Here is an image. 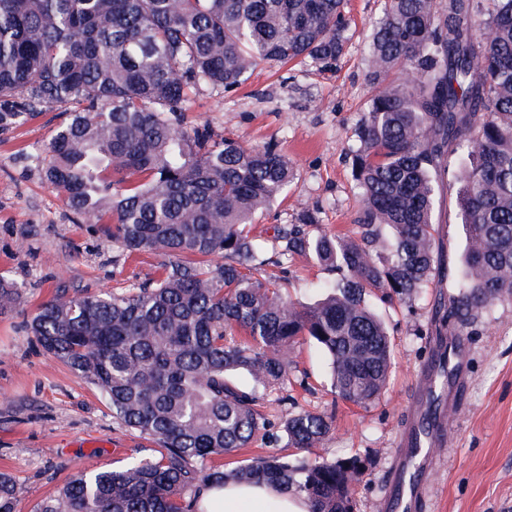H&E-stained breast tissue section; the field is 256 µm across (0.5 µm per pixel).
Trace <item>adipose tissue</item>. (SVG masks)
<instances>
[{
    "label": "adipose tissue",
    "mask_w": 512,
    "mask_h": 512,
    "mask_svg": "<svg viewBox=\"0 0 512 512\" xmlns=\"http://www.w3.org/2000/svg\"><path fill=\"white\" fill-rule=\"evenodd\" d=\"M199 512H308L304 500L266 485H228L204 489Z\"/></svg>",
    "instance_id": "obj_1"
}]
</instances>
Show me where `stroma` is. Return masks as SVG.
<instances>
[{
  "mask_svg": "<svg viewBox=\"0 0 512 512\" xmlns=\"http://www.w3.org/2000/svg\"><path fill=\"white\" fill-rule=\"evenodd\" d=\"M388 7V0H344L350 40L336 70L265 62L239 87L222 95L201 90L188 106V124H210L215 133L249 146L275 144L293 164L296 176L286 198L258 220L268 252L280 249L275 227L298 223L306 209L316 211L319 230L349 235L357 229L359 188L350 153L373 94L368 46ZM57 123L51 109L0 132V280L20 291L16 303L0 307V472L15 480L19 512H35L77 468H122L148 455L151 446L117 424L98 393L25 329L58 288L110 292L157 274L149 253L113 263L116 249L103 226L79 222L35 165L24 161V154L45 150ZM435 222L442 255L455 265L463 240L449 186L440 189ZM261 273L276 277L283 295L300 306L313 305L320 286L335 277L310 252ZM440 294L431 285L383 307L393 358L376 402L359 406L336 398L325 354L302 340L290 383L264 405L273 420L287 408L333 415L332 433L309 454L363 462L354 512H381L398 436L419 401L417 375L438 334L451 329L437 314ZM467 332L463 360L470 383L431 478L432 512H512V301L491 303Z\"/></svg>",
  "mask_w": 512,
  "mask_h": 512,
  "instance_id": "stroma-1",
  "label": "stroma"
}]
</instances>
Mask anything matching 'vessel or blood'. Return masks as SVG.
<instances>
[{
	"instance_id": "b4317fda",
	"label": "vessel or blood",
	"mask_w": 512,
	"mask_h": 512,
	"mask_svg": "<svg viewBox=\"0 0 512 512\" xmlns=\"http://www.w3.org/2000/svg\"><path fill=\"white\" fill-rule=\"evenodd\" d=\"M455 352L431 358L419 376L428 400L417 408L411 424L402 434L389 485L383 496L385 512H425L428 505L427 481L438 463L436 452L447 442V415L454 410L456 397L447 393L440 376L452 369Z\"/></svg>"
}]
</instances>
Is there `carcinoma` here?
Returning a JSON list of instances; mask_svg holds the SVG:
<instances>
[{
    "label": "carcinoma",
    "mask_w": 512,
    "mask_h": 512,
    "mask_svg": "<svg viewBox=\"0 0 512 512\" xmlns=\"http://www.w3.org/2000/svg\"><path fill=\"white\" fill-rule=\"evenodd\" d=\"M342 0H0V131L60 107L34 155L43 180L118 257L150 252L160 274L39 308L30 332L93 386L119 424L157 446L120 469H80L35 512H198L207 484H269L309 512H353L356 458L267 456L226 470L214 459L260 433L318 448L321 413L259 411L285 386L300 339L326 355L331 387L367 405L385 388L393 345L370 298L403 301L448 282L446 318L463 335L493 301L512 300V0H390L373 33L374 94L352 154L361 196L351 235L278 229L279 257L314 251L336 271L309 307L256 276L270 262L257 212L294 178L274 145L187 126L191 93L237 87L266 61L331 70L343 55ZM464 241L447 278L435 227L444 179ZM243 373L242 387L232 376ZM0 512H18L0 473Z\"/></svg>",
    "instance_id": "cac0c4a2"
}]
</instances>
